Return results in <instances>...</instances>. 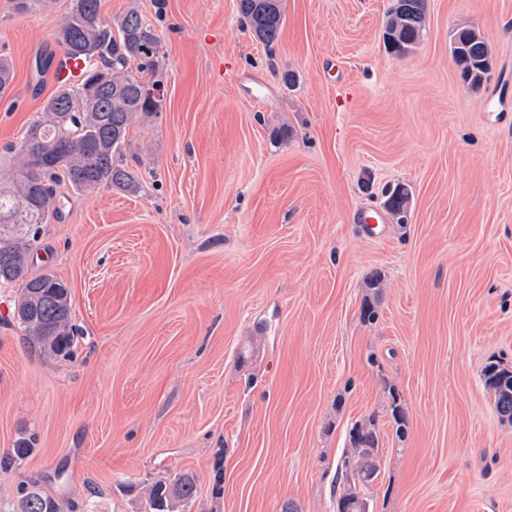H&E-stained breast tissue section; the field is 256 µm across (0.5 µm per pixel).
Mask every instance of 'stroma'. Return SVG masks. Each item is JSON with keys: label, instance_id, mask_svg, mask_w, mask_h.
Here are the masks:
<instances>
[{"label": "stroma", "instance_id": "35a3bbf8", "mask_svg": "<svg viewBox=\"0 0 512 512\" xmlns=\"http://www.w3.org/2000/svg\"><path fill=\"white\" fill-rule=\"evenodd\" d=\"M72 3L0 0V164L57 88L32 65ZM392 4L283 0L268 46L237 0H102L153 23L165 96L120 159L140 193L62 190L32 243L31 273L71 291L72 356L28 344L0 286L1 508L34 482L141 512L147 483L189 471L192 512H336L370 425L369 512H512V423L483 380L512 369V0H426L403 57ZM461 28L492 53L476 89ZM397 187L407 223L366 235L356 214Z\"/></svg>", "mask_w": 512, "mask_h": 512}]
</instances>
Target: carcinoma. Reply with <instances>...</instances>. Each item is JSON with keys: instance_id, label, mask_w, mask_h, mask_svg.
<instances>
[{"instance_id": "1", "label": "carcinoma", "mask_w": 512, "mask_h": 512, "mask_svg": "<svg viewBox=\"0 0 512 512\" xmlns=\"http://www.w3.org/2000/svg\"><path fill=\"white\" fill-rule=\"evenodd\" d=\"M237 6L255 37L267 45L278 39L284 20L282 0H237ZM425 27L426 0H395L386 22L388 49L407 54ZM452 40L462 44L460 54L454 56L460 75L472 87H480L491 64L488 44L466 28L457 30ZM54 41L60 52L83 58L87 68L80 82L57 86L42 115L15 145L17 166L0 171V285L19 287L13 317L25 339L64 358L72 354L78 336L72 323L71 292L49 273H30L34 226L58 217L56 186L63 180L75 191L103 188L137 194L138 176L115 159L123 154L133 121L160 111L163 97L145 94L148 88H161V81L144 78L146 73L156 74L160 37L138 11L131 9L111 23L101 14V0H74ZM12 82V67L0 57V97L10 91ZM387 208L397 223H405L402 189L389 193ZM483 378L498 414L512 421V370L489 365ZM350 443L344 463L357 479L349 481L337 505L368 512L361 492L378 476L376 434L357 425L350 432ZM196 497L195 476L180 472L147 485L143 512H191ZM12 512H77V507L33 484L18 490Z\"/></svg>"}]
</instances>
